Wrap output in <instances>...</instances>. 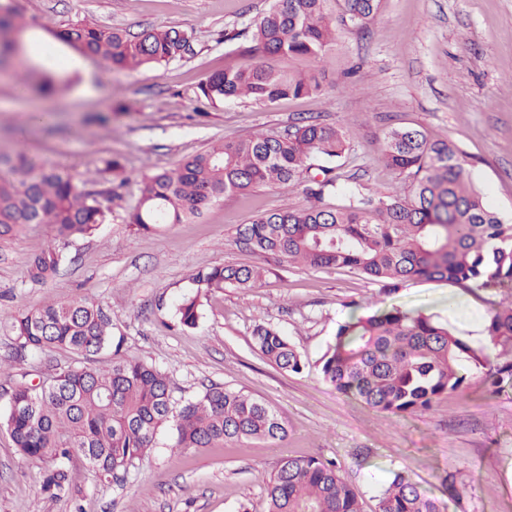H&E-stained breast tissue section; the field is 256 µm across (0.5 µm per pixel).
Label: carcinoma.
Returning a JSON list of instances; mask_svg holds the SVG:
<instances>
[{
    "label": "carcinoma",
    "instance_id": "obj_1",
    "mask_svg": "<svg viewBox=\"0 0 512 512\" xmlns=\"http://www.w3.org/2000/svg\"><path fill=\"white\" fill-rule=\"evenodd\" d=\"M335 0H273L253 22L252 39L264 60H246L208 76L201 85L211 103L248 97L273 104L321 90L320 84L281 69L272 60H323L335 40ZM381 0H342L341 21L363 26ZM13 7L0 8V63L20 77L35 70L26 59L24 31ZM65 41L109 71L167 64L192 52L184 31L145 30L132 36L108 26L75 25ZM349 134L340 126L302 120L281 132H257L212 144L177 166L143 177L138 204L128 223L184 224L212 203L262 186L299 184L307 204L262 212L237 227L234 245L266 260H286L314 269L348 268L390 296L414 278L512 286V224L488 209L460 152L449 140L397 126L384 136L383 159L408 181L404 195L377 198L341 190L349 159ZM112 219L98 193H81L71 173L38 166L22 149L0 152V239L31 224H46L55 236H90ZM63 260L49 251L35 257L29 277L44 281ZM264 268L214 267L194 276L197 292L178 304L180 324L194 329L201 296L224 288H254ZM26 354L64 350L84 358L110 354L102 366H71L35 385L27 373L10 382L8 408L0 426L28 460L47 465L41 490L57 499L69 489L74 459L101 479L122 480L155 446L170 425L177 448H212L249 439L278 441L285 421L268 402L241 391L211 385L196 399L175 405L167 374L120 354L112 315L88 299L49 303L13 316ZM488 336L501 362L493 369L477 349L448 326L420 313L392 308L353 316L340 324L320 360L325 382L367 407L406 417L432 407L440 396L466 389L474 378L512 384V300L492 311ZM252 346L267 362L287 371L305 366L288 339L259 322ZM266 512H364L355 489L337 465L314 457H288L266 484ZM447 501L431 496L402 472L380 493L375 512H447Z\"/></svg>",
    "mask_w": 512,
    "mask_h": 512
}]
</instances>
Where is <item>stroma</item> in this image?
<instances>
[{
    "label": "stroma",
    "mask_w": 512,
    "mask_h": 512,
    "mask_svg": "<svg viewBox=\"0 0 512 512\" xmlns=\"http://www.w3.org/2000/svg\"><path fill=\"white\" fill-rule=\"evenodd\" d=\"M271 0H14L32 32L78 23L137 34L176 27L193 52L162 65L104 72L90 60L98 94L64 77L51 96L20 97L0 75V148L23 147L38 163L69 169L78 190H96L111 223L93 235L56 238L33 224L0 240V414L9 377L25 368L49 373L80 363L67 351L13 363L14 313L46 303L88 298L112 315L123 351L165 371L175 399L195 398L216 384L263 398L288 426L280 441L249 440L215 448H174L163 428L150 455L125 479L101 480L72 461L61 498L41 492L44 464L23 458L0 427V512H265L267 481L287 457L335 462L357 490L365 512L394 473L441 495L447 474L462 493L449 512H512V386L500 393L472 380L432 409L399 418L336 393L322 379L320 359L339 324L351 316L398 307L431 316L467 337L462 313H491L512 290L464 282L414 279L397 293L345 268L312 269L285 262L256 287L216 290L202 299L197 328L181 329L180 299L195 293L194 275L224 265H254L233 244L238 225L263 211L300 207L301 186L261 187L209 206L192 224H159L145 232L125 223L142 176L171 168L212 143L255 132H278L314 117L351 135L345 186L367 195L402 191L403 177L381 160L385 131L409 126L451 140L467 161L487 207L512 224V0H382L364 27L337 24L325 63L281 58L279 67L314 75L320 94L261 104L249 98L203 107L199 87L250 46L249 23ZM50 107L36 123L31 110ZM120 157L122 174L102 172ZM59 251L58 275L31 281L30 261ZM279 329L305 358L299 373L278 369L253 349L257 320Z\"/></svg>",
    "instance_id": "stroma-1"
}]
</instances>
